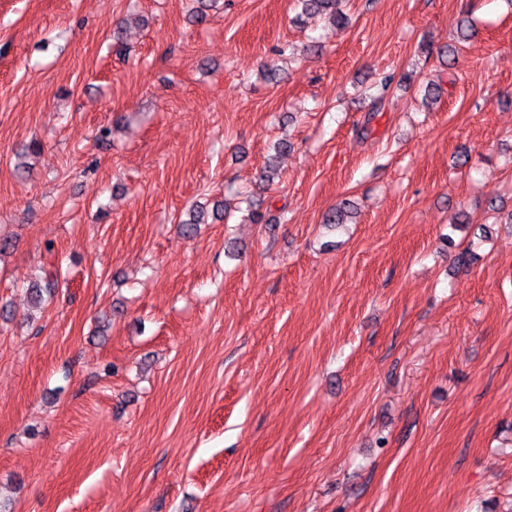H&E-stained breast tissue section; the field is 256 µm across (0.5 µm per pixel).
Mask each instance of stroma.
I'll list each match as a JSON object with an SVG mask.
<instances>
[{"mask_svg": "<svg viewBox=\"0 0 512 512\" xmlns=\"http://www.w3.org/2000/svg\"><path fill=\"white\" fill-rule=\"evenodd\" d=\"M189 8L0 0V502L512 512V0ZM303 13L324 15L332 27L343 28L346 23L345 14L336 5L342 0H297Z\"/></svg>", "mask_w": 512, "mask_h": 512, "instance_id": "35a3bbf8", "label": "stroma"}]
</instances>
